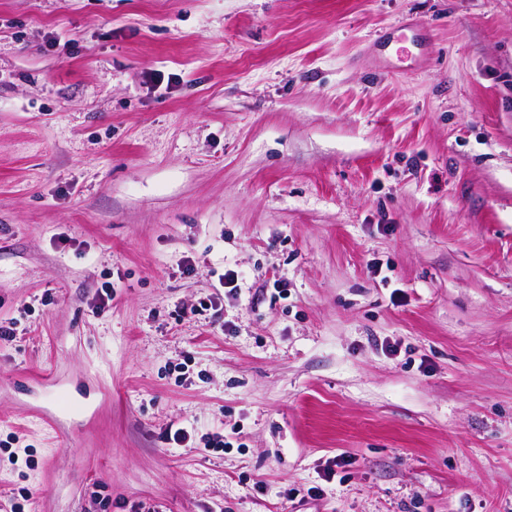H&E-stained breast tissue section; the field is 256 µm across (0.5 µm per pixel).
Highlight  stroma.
Here are the masks:
<instances>
[{
	"label": "stroma",
	"mask_w": 512,
	"mask_h": 512,
	"mask_svg": "<svg viewBox=\"0 0 512 512\" xmlns=\"http://www.w3.org/2000/svg\"><path fill=\"white\" fill-rule=\"evenodd\" d=\"M1 319L34 512H512V0H0Z\"/></svg>",
	"instance_id": "stroma-1"
}]
</instances>
